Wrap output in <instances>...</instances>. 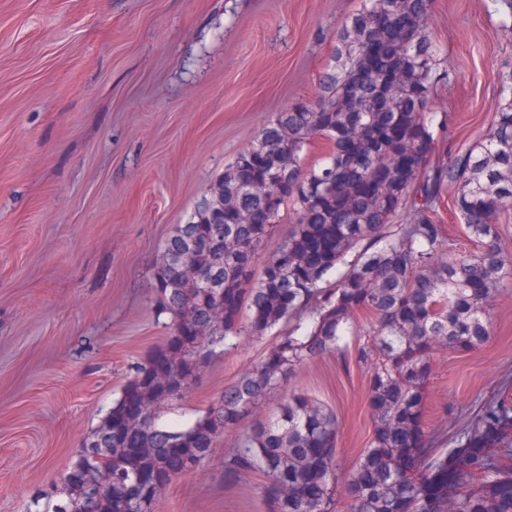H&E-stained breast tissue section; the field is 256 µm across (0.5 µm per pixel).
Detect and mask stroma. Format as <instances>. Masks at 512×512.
Returning a JSON list of instances; mask_svg holds the SVG:
<instances>
[{
	"label": "stroma",
	"instance_id": "obj_1",
	"mask_svg": "<svg viewBox=\"0 0 512 512\" xmlns=\"http://www.w3.org/2000/svg\"><path fill=\"white\" fill-rule=\"evenodd\" d=\"M357 0H0V512H36L137 363L170 330L152 306L165 239L272 114L311 102ZM493 0H433L448 150L490 127L512 28ZM275 337L242 336L164 414L191 424ZM512 385V290L480 349L437 355L427 426ZM331 408L350 473L372 433L364 368L310 361L274 390ZM226 430L155 512H266L260 474L224 480Z\"/></svg>",
	"mask_w": 512,
	"mask_h": 512
}]
</instances>
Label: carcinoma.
<instances>
[{"label": "carcinoma", "mask_w": 512, "mask_h": 512, "mask_svg": "<svg viewBox=\"0 0 512 512\" xmlns=\"http://www.w3.org/2000/svg\"><path fill=\"white\" fill-rule=\"evenodd\" d=\"M431 13L432 0H359L314 103L275 113L175 226L153 273L170 335L34 505L154 512L172 479L202 466L297 367L336 353L367 370L373 430L354 471L338 474L333 410L290 390L246 433L224 480L260 473L266 512H336L342 499L348 512H512V390L482 404L451 448L424 422L434 356L483 346L493 302L512 286L499 224L512 205V72L489 131L436 157L448 127L432 92L449 74ZM316 138L327 151L310 165ZM449 185L468 252L441 223ZM277 326L261 359L193 423L161 421L233 339Z\"/></svg>", "instance_id": "cac0c4a2"}]
</instances>
